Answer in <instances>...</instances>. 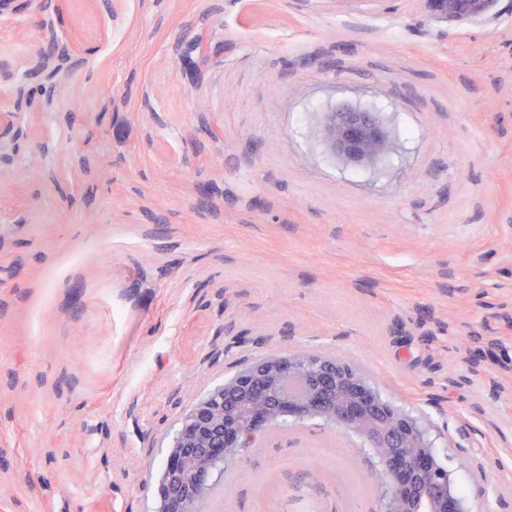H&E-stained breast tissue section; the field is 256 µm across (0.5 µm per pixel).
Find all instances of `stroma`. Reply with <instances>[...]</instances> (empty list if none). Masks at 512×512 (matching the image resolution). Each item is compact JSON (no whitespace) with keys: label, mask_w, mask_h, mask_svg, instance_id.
Returning a JSON list of instances; mask_svg holds the SVG:
<instances>
[{"label":"stroma","mask_w":512,"mask_h":512,"mask_svg":"<svg viewBox=\"0 0 512 512\" xmlns=\"http://www.w3.org/2000/svg\"><path fill=\"white\" fill-rule=\"evenodd\" d=\"M493 11L444 38L409 0L0 12V109L42 101L0 137V512H152L193 398L294 350L363 370L470 512H512V0ZM51 28L80 48L47 82ZM343 104L387 155L330 154ZM379 483L315 419L245 449L212 506L377 512ZM320 125L327 148L346 161L371 163L392 149L377 112L340 106L324 112Z\"/></svg>","instance_id":"obj_1"}]
</instances>
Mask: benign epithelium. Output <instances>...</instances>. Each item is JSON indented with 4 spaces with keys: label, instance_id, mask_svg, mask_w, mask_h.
Returning a JSON list of instances; mask_svg holds the SVG:
<instances>
[{
    "label": "benign epithelium",
    "instance_id": "7a95c632",
    "mask_svg": "<svg viewBox=\"0 0 512 512\" xmlns=\"http://www.w3.org/2000/svg\"><path fill=\"white\" fill-rule=\"evenodd\" d=\"M429 20H489L496 0H412ZM320 125L330 152L367 164L392 149L378 113L340 106ZM319 419L358 438L378 458L380 512H470L439 460L427 425L384 399L348 363L303 350L249 363L182 412L166 451L154 512H206L224 468L284 418Z\"/></svg>",
    "mask_w": 512,
    "mask_h": 512
}]
</instances>
